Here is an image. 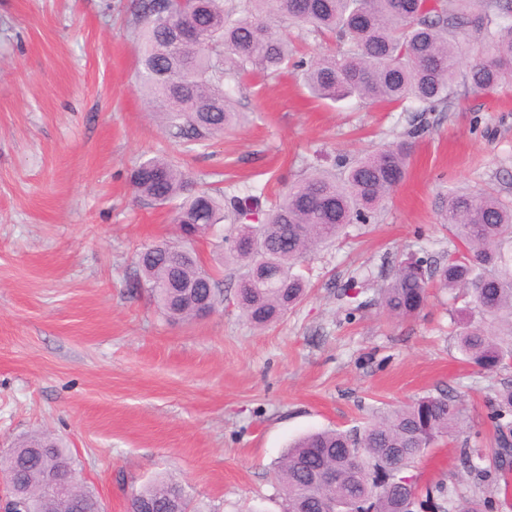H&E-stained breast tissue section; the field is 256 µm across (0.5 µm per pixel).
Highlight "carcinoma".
<instances>
[{
    "mask_svg": "<svg viewBox=\"0 0 512 512\" xmlns=\"http://www.w3.org/2000/svg\"><path fill=\"white\" fill-rule=\"evenodd\" d=\"M136 0L140 87L160 119L166 137L187 153L235 126L231 84L259 71L301 70L318 100L358 98L375 106L408 102L420 112L448 107L458 77L474 92L495 91L512 82V0ZM481 12L479 54L471 57L468 31L473 10ZM173 24L201 31L193 44L174 45ZM319 37L347 42L337 55L303 62L280 31L286 22ZM411 145L392 142L346 166L343 175L314 171L288 185L268 211L252 194L227 197L203 191L164 155L150 157L132 172L140 198L154 205L176 203L175 223L194 225L195 233L218 234V247L230 243L222 264L235 266V297L241 315L257 327L283 317L307 294V282L294 272L303 258L332 244L352 224H368L403 181ZM437 208L456 241L448 259L434 267L410 256L400 262L380 290L379 303L394 319L418 315L428 290L452 292L465 300L455 310H474L479 320L466 324L457 349L470 365L494 372L512 367V205L491 192L450 193ZM263 216L258 224L247 220ZM230 234L224 236V225ZM142 285L161 312L174 321L198 317L201 306L218 310L224 289L195 249L162 241L137 254ZM491 419L496 448L479 442L462 448L456 468L506 474L512 462V384L495 394ZM467 421L444 393L426 395L389 411L359 431L326 429L291 445L278 461L275 478L285 512H343L354 501L358 512H438L431 493L421 496L411 468L421 455L463 430ZM76 471L74 458L55 437L37 433L22 438L0 458L12 475L19 512H60L39 492L46 473ZM324 470L336 485L319 481ZM83 512H97L99 498L83 484L73 486ZM194 512L190 495L173 481L155 480L132 494L129 512Z\"/></svg>",
    "mask_w": 512,
    "mask_h": 512,
    "instance_id": "cac0c4a2",
    "label": "carcinoma"
}]
</instances>
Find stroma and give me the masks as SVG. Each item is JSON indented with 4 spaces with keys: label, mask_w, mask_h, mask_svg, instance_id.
Instances as JSON below:
<instances>
[{
    "label": "stroma",
    "mask_w": 512,
    "mask_h": 512,
    "mask_svg": "<svg viewBox=\"0 0 512 512\" xmlns=\"http://www.w3.org/2000/svg\"><path fill=\"white\" fill-rule=\"evenodd\" d=\"M131 3L0 0V452L52 431L106 512H128L156 479L185 486L197 512H282L274 467L306 433L444 391L490 439V401L512 368L462 361L448 295L409 320L376 297L400 261L453 250L438 195L512 202V86L412 112L324 103L295 72L250 73L233 96L240 126L187 154L140 91ZM407 137L406 176L374 223L297 265L310 292L277 322L242 318L229 268L224 307L203 320L169 321L138 287L137 251L176 233L173 206L138 199L142 160L166 154L198 187L269 204L313 169ZM463 445L421 458L420 487L512 512V489L458 472Z\"/></svg>",
    "instance_id": "35a3bbf8"
}]
</instances>
